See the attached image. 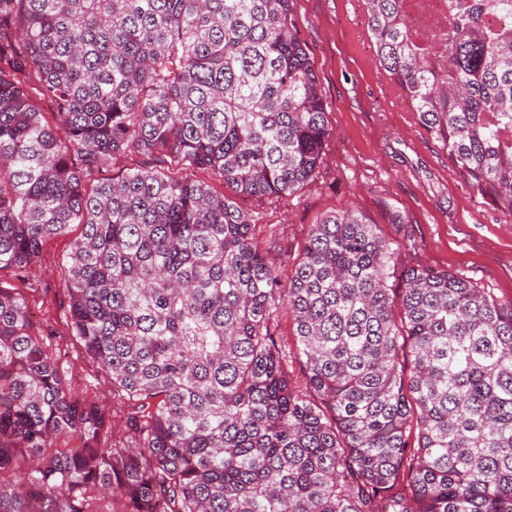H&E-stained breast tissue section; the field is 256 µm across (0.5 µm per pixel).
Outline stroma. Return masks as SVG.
Listing matches in <instances>:
<instances>
[{
	"label": "stroma",
	"instance_id": "35a3bbf8",
	"mask_svg": "<svg viewBox=\"0 0 512 512\" xmlns=\"http://www.w3.org/2000/svg\"><path fill=\"white\" fill-rule=\"evenodd\" d=\"M292 22L311 58L331 135L319 173L295 195L239 198L254 212L258 245L290 274L312 224L353 206L398 245V262L448 270L512 302V216L470 188L442 145L418 122L380 69L360 0H294ZM401 223H392L393 214ZM50 240L23 277L0 270L18 288L33 320L68 371L74 391L104 407L112 432L126 431L125 406L112 382L73 336L62 261L72 236Z\"/></svg>",
	"mask_w": 512,
	"mask_h": 512
}]
</instances>
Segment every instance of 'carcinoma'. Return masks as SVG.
Listing matches in <instances>:
<instances>
[{"label": "carcinoma", "instance_id": "cac0c4a2", "mask_svg": "<svg viewBox=\"0 0 512 512\" xmlns=\"http://www.w3.org/2000/svg\"><path fill=\"white\" fill-rule=\"evenodd\" d=\"M292 2L0 0V270L81 226L70 328L133 429L113 442L0 284V512H512V302L421 266L388 287L398 249L353 209L285 280L256 216L190 176L255 199L317 177L330 129ZM364 3L380 69L512 215V0H448L421 34L405 0ZM128 153L149 164L100 177ZM280 328L285 346H288V371L294 385L298 389H304L306 378L302 371V358L299 355L296 340L294 337V326L287 314L282 313L279 317Z\"/></svg>", "mask_w": 512, "mask_h": 512}]
</instances>
